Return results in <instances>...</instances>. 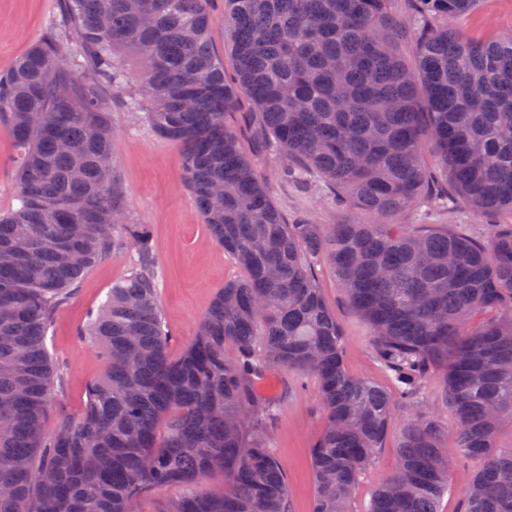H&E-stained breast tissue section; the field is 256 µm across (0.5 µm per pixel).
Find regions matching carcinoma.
Instances as JSON below:
<instances>
[{"label": "carcinoma", "mask_w": 512, "mask_h": 512, "mask_svg": "<svg viewBox=\"0 0 512 512\" xmlns=\"http://www.w3.org/2000/svg\"><path fill=\"white\" fill-rule=\"evenodd\" d=\"M237 82L211 42L207 0H58L53 27L0 74V122L16 148L19 205L0 214V512H138L147 490L184 489L167 512H292L270 448V368L313 376L326 425L312 445L313 512H353L393 411L406 409L395 473L366 512H438L448 473L483 461L462 512H512V224L487 239L384 219L457 199L512 213V35L456 27L480 0H225ZM415 42L418 66L397 54ZM182 147V172L216 242L244 276L224 284L176 359L167 353L158 262L127 217L112 170V92ZM247 95L285 152L359 219L288 223L225 122ZM431 146L442 172L425 164ZM133 272L89 316L107 363L82 416L46 430L58 370L55 311L123 243ZM335 270L368 322L395 391L352 374L310 254ZM495 315L480 323L482 312ZM444 372L454 451L424 403ZM224 485L193 486L213 472Z\"/></svg>", "instance_id": "carcinoma-1"}]
</instances>
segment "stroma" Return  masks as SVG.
Segmentation results:
<instances>
[{
	"mask_svg": "<svg viewBox=\"0 0 512 512\" xmlns=\"http://www.w3.org/2000/svg\"><path fill=\"white\" fill-rule=\"evenodd\" d=\"M57 4L58 0H0V72L7 71L52 26ZM458 24L474 38L512 35V0H483ZM226 122L243 154L265 177L271 200L287 219L303 218L314 224L353 221V210L332 204L312 180H278L281 155L246 95H238ZM112 127V179L125 196L129 218L148 226L152 247L162 261L157 291L170 335L167 351L175 359L194 340L200 320L225 282L242 278L243 271L234 257L216 243L199 213L182 177L180 145L157 138L143 113L126 111L118 101L112 105ZM16 157L11 136L0 126V213L17 205ZM396 221L465 224L479 237L486 229L484 219L460 203L450 204L444 211H430L420 205L397 215ZM132 259L131 245L112 250L86 273L69 301L56 312L48 348L61 367L62 381L54 391L48 424H55L61 414L79 418L89 386L103 375L104 359L79 331L113 285L131 274ZM315 271L322 298L345 338L348 370L390 386L389 377L373 356L369 326L347 303L334 271L321 259L317 260ZM261 390L280 401L270 438L287 476L291 510L313 512L311 447L325 423L317 383L311 376L302 381L287 378L283 371L273 368L267 371ZM403 418V411H396L373 467L355 489L354 512H363L375 488L394 473L396 439Z\"/></svg>",
	"mask_w": 512,
	"mask_h": 512,
	"instance_id": "35a3bbf8",
	"label": "stroma"
}]
</instances>
